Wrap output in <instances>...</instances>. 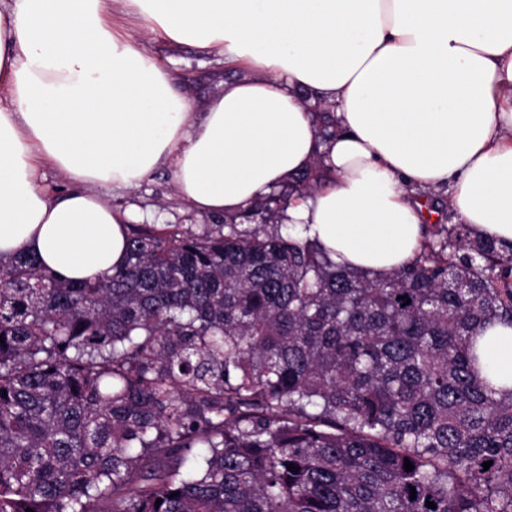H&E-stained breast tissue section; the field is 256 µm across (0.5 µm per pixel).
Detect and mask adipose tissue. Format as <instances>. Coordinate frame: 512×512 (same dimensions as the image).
Segmentation results:
<instances>
[{
  "mask_svg": "<svg viewBox=\"0 0 512 512\" xmlns=\"http://www.w3.org/2000/svg\"><path fill=\"white\" fill-rule=\"evenodd\" d=\"M118 8L141 31L115 28ZM147 34L237 76L198 103ZM45 165L74 190H42ZM315 165L323 181L284 221L336 263L410 264L423 197L444 186L462 223L512 245V0H0V255L106 278L130 216L92 185L131 190L165 166L191 210L222 216ZM478 351L512 388V327L486 326Z\"/></svg>",
  "mask_w": 512,
  "mask_h": 512,
  "instance_id": "obj_1",
  "label": "adipose tissue"
}]
</instances>
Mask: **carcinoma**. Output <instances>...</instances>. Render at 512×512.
<instances>
[{
	"mask_svg": "<svg viewBox=\"0 0 512 512\" xmlns=\"http://www.w3.org/2000/svg\"><path fill=\"white\" fill-rule=\"evenodd\" d=\"M252 210L132 224L103 280L0 259V512H512L476 340L512 326V247L441 225L369 277Z\"/></svg>",
	"mask_w": 512,
	"mask_h": 512,
	"instance_id": "cac0c4a2",
	"label": "carcinoma"
}]
</instances>
